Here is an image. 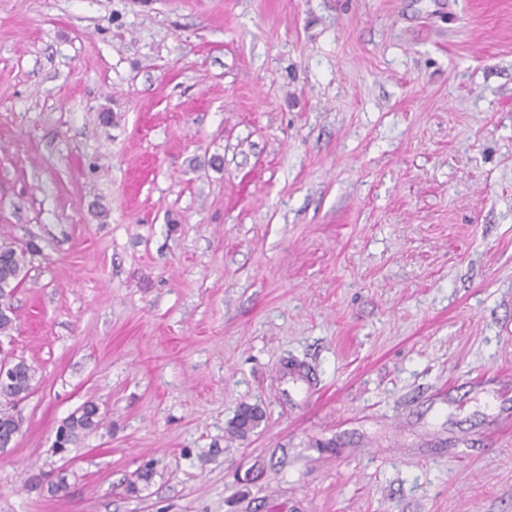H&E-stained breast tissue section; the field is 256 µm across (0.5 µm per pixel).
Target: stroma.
Here are the masks:
<instances>
[{
    "instance_id": "stroma-1",
    "label": "stroma",
    "mask_w": 512,
    "mask_h": 512,
    "mask_svg": "<svg viewBox=\"0 0 512 512\" xmlns=\"http://www.w3.org/2000/svg\"><path fill=\"white\" fill-rule=\"evenodd\" d=\"M3 237L0 512H512V0H0ZM39 253L31 240L22 243L1 239L0 241V333L12 329L15 309L12 298L25 278L23 274L28 258ZM13 372L0 382V447H7L20 434L22 420L13 412L14 406L24 400L33 388L36 371L23 359H14ZM102 416L93 403L85 404L77 413L69 417L57 431L54 447L57 451L76 445L87 433L98 429Z\"/></svg>"
}]
</instances>
